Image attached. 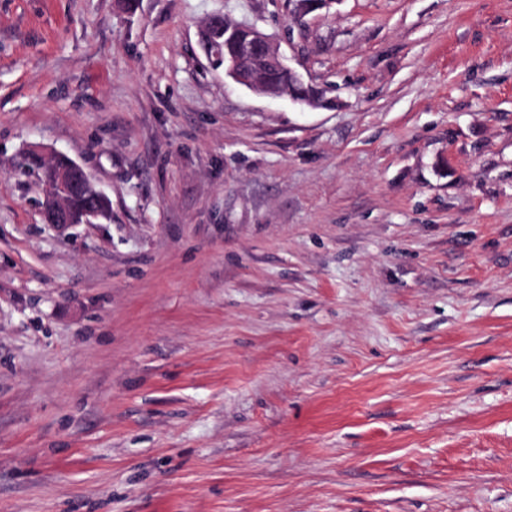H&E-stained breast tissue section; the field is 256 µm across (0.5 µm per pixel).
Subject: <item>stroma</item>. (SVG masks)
I'll list each match as a JSON object with an SVG mask.
<instances>
[{
    "instance_id": "35a3bbf8",
    "label": "stroma",
    "mask_w": 512,
    "mask_h": 512,
    "mask_svg": "<svg viewBox=\"0 0 512 512\" xmlns=\"http://www.w3.org/2000/svg\"><path fill=\"white\" fill-rule=\"evenodd\" d=\"M292 9L0 0V512H512V0ZM31 146L111 220L44 223ZM233 20L224 18V24L221 26L210 25L211 37L214 50L217 54V64L214 68L224 67V60L228 59L236 50L239 43L247 41L250 32L246 25L236 24L240 28L234 26ZM252 27L254 29L252 34V40L256 41L257 43L263 44L266 48L268 67L273 71H277L282 68H288V71L267 73L263 69L262 50H258L257 52L254 53L253 57L250 60L251 65L256 69V71L261 72L263 74L265 80L269 83L271 87L282 92H285L287 95L289 92L290 94L296 95L299 98H310L322 95V93L313 86L295 85L291 75H289L288 72L293 74L300 82H304V78L302 74L298 72V70L290 64V60H287L286 56L281 51L280 39L258 31V29L255 26ZM224 74L258 95L281 98L272 90L265 87L258 78L251 75L239 60L232 62L228 68H225Z\"/></svg>"
}]
</instances>
